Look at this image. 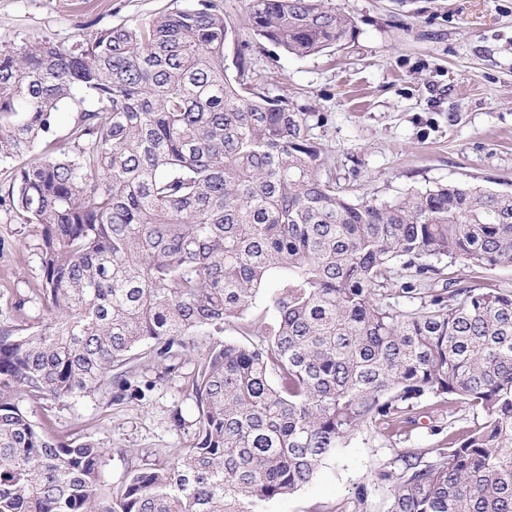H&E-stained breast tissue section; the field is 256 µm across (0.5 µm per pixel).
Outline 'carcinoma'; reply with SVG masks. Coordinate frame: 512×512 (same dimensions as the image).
Returning a JSON list of instances; mask_svg holds the SVG:
<instances>
[{
    "label": "carcinoma",
    "mask_w": 512,
    "mask_h": 512,
    "mask_svg": "<svg viewBox=\"0 0 512 512\" xmlns=\"http://www.w3.org/2000/svg\"><path fill=\"white\" fill-rule=\"evenodd\" d=\"M252 30L306 57L344 41L329 0H246ZM209 3L67 42L0 48V163L42 275L0 329V512H261L366 427L409 435L463 402L478 421L423 461L398 451L387 512H512V292L445 260L512 267V194L461 184L355 201L321 174L322 114L250 80ZM72 107L66 135L60 110ZM257 344L215 341L261 294ZM45 314L31 324L25 304ZM188 386L194 436L106 487L105 449L49 436L20 398L117 388L132 353Z\"/></svg>",
    "instance_id": "carcinoma-1"
}]
</instances>
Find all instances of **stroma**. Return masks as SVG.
Returning a JSON list of instances; mask_svg holds the SVG:
<instances>
[{"label":"stroma","instance_id":"stroma-1","mask_svg":"<svg viewBox=\"0 0 512 512\" xmlns=\"http://www.w3.org/2000/svg\"><path fill=\"white\" fill-rule=\"evenodd\" d=\"M199 0H0V46L32 38L68 40L119 24H142ZM236 23L238 50L252 80L290 106L324 114L314 129L324 171L351 194L390 201L438 184L512 192V0H331L354 31L330 51L286 53L254 35L244 0H212ZM12 168L0 164V327L12 304L41 277L36 225L15 220L5 191ZM199 357L172 372L140 353L131 383L138 393L84 397L65 404L24 400L31 419L60 436L106 448L103 474L121 485L132 466L173 460L191 439L196 406L187 388ZM181 411L187 428L171 423ZM430 420L398 439L366 428L323 461L312 483L268 502L264 512H352L359 486L368 512H386L397 450L435 446Z\"/></svg>","mask_w":512,"mask_h":512}]
</instances>
